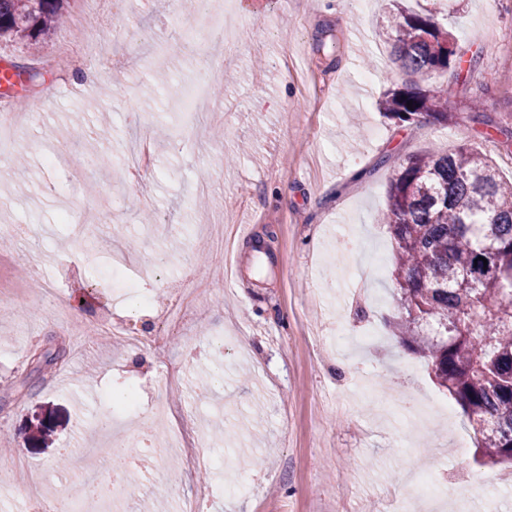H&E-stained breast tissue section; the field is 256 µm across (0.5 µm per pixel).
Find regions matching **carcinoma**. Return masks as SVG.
I'll use <instances>...</instances> for the list:
<instances>
[{"mask_svg":"<svg viewBox=\"0 0 512 512\" xmlns=\"http://www.w3.org/2000/svg\"><path fill=\"white\" fill-rule=\"evenodd\" d=\"M64 0H0V38L36 45L64 22ZM380 36L408 75L458 63L455 40L431 13L398 9ZM412 107H407V102ZM456 94L411 83L379 110L397 123L456 122ZM382 223L397 248L392 276L402 343L473 423L486 465L512 462V182L464 145L394 167Z\"/></svg>","mask_w":512,"mask_h":512,"instance_id":"cac0c4a2","label":"carcinoma"}]
</instances>
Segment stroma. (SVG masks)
<instances>
[{
  "instance_id": "1",
  "label": "stroma",
  "mask_w": 512,
  "mask_h": 512,
  "mask_svg": "<svg viewBox=\"0 0 512 512\" xmlns=\"http://www.w3.org/2000/svg\"><path fill=\"white\" fill-rule=\"evenodd\" d=\"M269 27L238 14L243 33L212 79L214 95L201 114L183 106L196 86L199 36L208 14L186 11L181 0H151L146 13L116 21L95 11L67 23L38 51L0 40V61L36 66L32 90L0 93V107L34 98L37 120L0 140V225L30 224L39 235L0 251V512H25L11 465L24 457L46 473L41 488L53 500L60 485L82 490L81 475L103 469L97 429L111 410L114 390L134 384L139 406L124 427L137 432L156 401L200 416L219 463L210 483L186 476L169 424L157 430L158 462L167 472L152 483L139 468L128 472L132 493L125 512H140L154 497L177 506L180 496L205 491V512H391L413 496L406 472L422 470L446 492L423 512H512V465L484 466L472 425L449 393L432 381L426 361L396 346L389 327L399 314L391 277L396 244L379 216L387 204L393 165L432 149L466 145L492 159L512 180V155L496 143L512 130V63L484 40L486 24L512 33V0H267ZM435 10L459 48L456 67L420 76L421 87L457 93L456 124L421 121L399 126L376 103L409 83L378 33L398 8ZM176 28L195 54L174 39L135 55L153 31ZM71 39L93 51L133 53L112 75L86 70L63 75L54 51ZM375 68L364 71L363 57ZM325 75L328 92L301 85L300 76ZM487 99L489 124L470 118L472 98ZM143 115L156 147L155 168L130 187L120 171L135 131L128 112ZM58 162L45 164L47 147ZM391 158L380 167V156ZM154 205L141 207L140 196ZM111 205L112 221L83 232L59 223L61 209L95 213ZM223 222L235 235L237 276L213 275L215 259L205 227ZM251 223L252 234H235ZM132 261L141 295L121 314L144 344L132 350L112 337L87 332L74 313L75 292L88 302L109 298L102 271L113 256ZM86 270L82 288L68 286L58 308H48L42 281L63 261ZM207 278L196 319L184 329L164 323L172 287ZM228 337L219 362L209 342ZM64 349L65 359L44 372L35 349ZM182 361L185 378L163 395L153 385L167 359ZM411 406L445 405L444 417L415 427L382 412L391 396Z\"/></svg>"
}]
</instances>
